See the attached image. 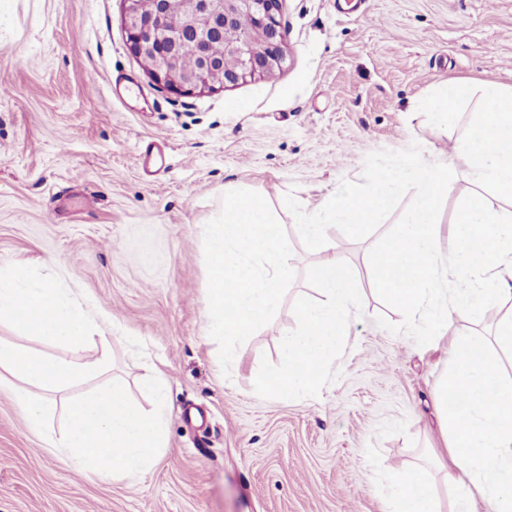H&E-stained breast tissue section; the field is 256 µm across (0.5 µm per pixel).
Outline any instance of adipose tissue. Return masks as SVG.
<instances>
[{
	"label": "adipose tissue",
	"mask_w": 512,
	"mask_h": 512,
	"mask_svg": "<svg viewBox=\"0 0 512 512\" xmlns=\"http://www.w3.org/2000/svg\"><path fill=\"white\" fill-rule=\"evenodd\" d=\"M322 303L298 309L299 331L282 345L284 373L273 376L268 394L280 398L316 392L335 369L348 334L354 302V273L342 262L316 271ZM18 335L81 349L115 329L111 315L58 275L41 276L26 264L0 269V324ZM450 374L438 392L439 423L450 438L448 481L457 492L455 512H473L482 497L490 512H512V383H504L498 361L484 342L454 337L448 347ZM112 368L101 350L68 359L0 339V388L10 389L31 430L49 447L66 454L72 468L98 480H136L151 468L165 446L168 395L164 381H144L149 408L134 405L115 382L86 397L70 398L75 384ZM63 418L62 433L51 426ZM389 512H436L424 472L411 469L392 480Z\"/></svg>",
	"instance_id": "ef3b65f1"
}]
</instances>
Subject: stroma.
I'll use <instances>...</instances> for the list:
<instances>
[{
	"mask_svg": "<svg viewBox=\"0 0 512 512\" xmlns=\"http://www.w3.org/2000/svg\"><path fill=\"white\" fill-rule=\"evenodd\" d=\"M122 0H0V268L63 273L120 324L85 349L112 352L113 378L148 405L146 365L168 388L166 444L140 480H87L42 446L0 390V512H386L384 486L424 470L438 512H454L436 395L448 339L417 346L380 328L401 313L377 296L361 240L327 231L307 250L282 201L320 208L362 178L378 150L419 143L437 158L467 118L432 127L419 102L451 80L512 85V0H283L285 61L275 76L176 94L150 81L128 45ZM124 76L142 92L119 97ZM165 147L147 175L141 155ZM261 194L284 227L296 278L274 319L223 374L207 336L199 225L225 184ZM97 200L87 209L84 196ZM338 259L356 278L336 369L308 398L254 386L283 369L295 311L321 300L315 278Z\"/></svg>",
	"mask_w": 512,
	"mask_h": 512,
	"instance_id": "35a3bbf8",
	"label": "stroma"
}]
</instances>
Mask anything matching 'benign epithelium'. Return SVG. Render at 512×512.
Listing matches in <instances>:
<instances>
[{
  "label": "benign epithelium",
  "instance_id": "1",
  "mask_svg": "<svg viewBox=\"0 0 512 512\" xmlns=\"http://www.w3.org/2000/svg\"><path fill=\"white\" fill-rule=\"evenodd\" d=\"M283 0H124L130 50L150 55L156 65L148 77L157 85L190 94L235 85L282 67ZM247 25H242V21ZM241 29L233 42L221 30ZM193 65L185 66L186 56Z\"/></svg>",
  "mask_w": 512,
  "mask_h": 512
}]
</instances>
